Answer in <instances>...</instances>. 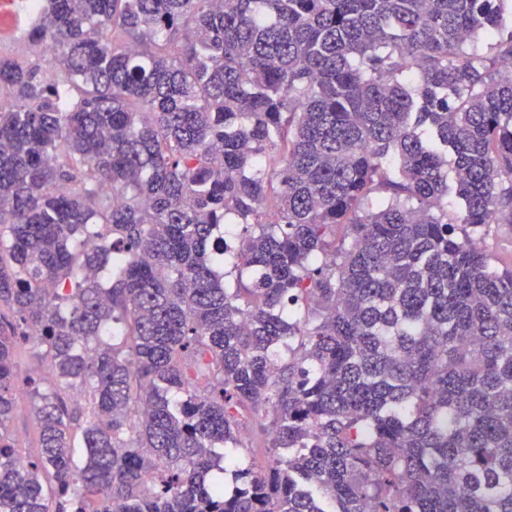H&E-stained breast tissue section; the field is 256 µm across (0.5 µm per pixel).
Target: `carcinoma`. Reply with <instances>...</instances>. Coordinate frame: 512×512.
Returning <instances> with one entry per match:
<instances>
[{"label": "carcinoma", "mask_w": 512, "mask_h": 512, "mask_svg": "<svg viewBox=\"0 0 512 512\" xmlns=\"http://www.w3.org/2000/svg\"><path fill=\"white\" fill-rule=\"evenodd\" d=\"M507 13L40 0L0 56V512H512V263L472 238L512 226ZM17 399L18 415L11 426L17 445L16 451L22 458L33 457L39 450L37 421L31 410L32 405L27 391H19Z\"/></svg>", "instance_id": "carcinoma-1"}]
</instances>
